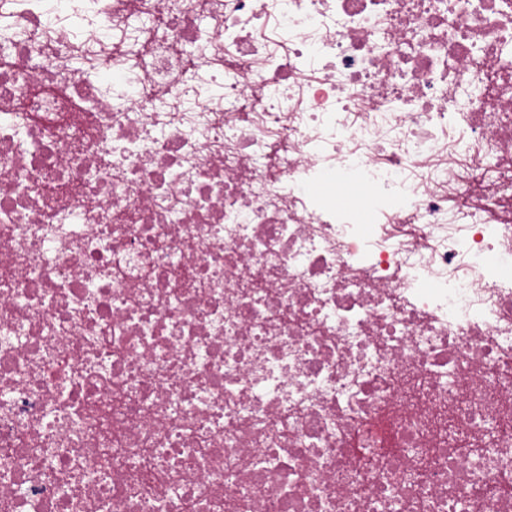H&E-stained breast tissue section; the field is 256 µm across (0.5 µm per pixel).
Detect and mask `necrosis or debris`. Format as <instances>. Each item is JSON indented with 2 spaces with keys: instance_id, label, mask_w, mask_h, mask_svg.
Segmentation results:
<instances>
[{
  "instance_id": "1",
  "label": "necrosis or debris",
  "mask_w": 512,
  "mask_h": 512,
  "mask_svg": "<svg viewBox=\"0 0 512 512\" xmlns=\"http://www.w3.org/2000/svg\"><path fill=\"white\" fill-rule=\"evenodd\" d=\"M59 4L0 0V512H512V0Z\"/></svg>"
}]
</instances>
